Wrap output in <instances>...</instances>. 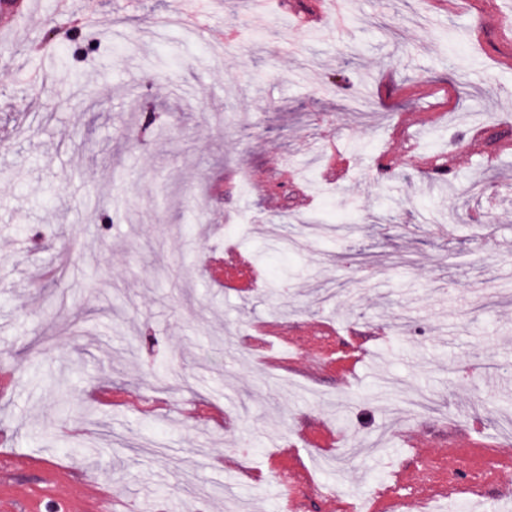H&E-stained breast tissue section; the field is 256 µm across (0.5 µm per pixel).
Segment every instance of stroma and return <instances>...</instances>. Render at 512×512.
I'll return each instance as SVG.
<instances>
[{
	"label": "stroma",
	"mask_w": 512,
	"mask_h": 512,
	"mask_svg": "<svg viewBox=\"0 0 512 512\" xmlns=\"http://www.w3.org/2000/svg\"><path fill=\"white\" fill-rule=\"evenodd\" d=\"M12 26L0 508L83 512L96 473L128 512H279L257 476L303 430L364 445L305 451L339 492L417 471L414 442L512 452V0H347L340 26L327 0H33ZM228 246L248 295L207 276ZM270 320L368 356L316 373L302 335L257 365Z\"/></svg>",
	"instance_id": "35a3bbf8"
}]
</instances>
